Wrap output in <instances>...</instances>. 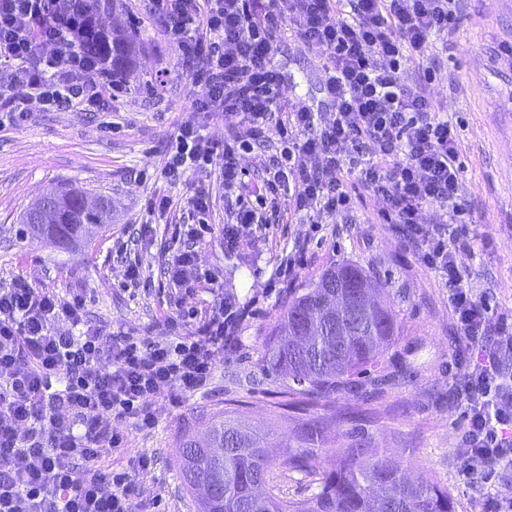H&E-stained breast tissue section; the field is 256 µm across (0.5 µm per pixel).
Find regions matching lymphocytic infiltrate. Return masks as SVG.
Instances as JSON below:
<instances>
[{
    "mask_svg": "<svg viewBox=\"0 0 512 512\" xmlns=\"http://www.w3.org/2000/svg\"><path fill=\"white\" fill-rule=\"evenodd\" d=\"M149 2L163 39L192 62L195 89L160 177L177 183L217 166L233 210L224 225L208 224L212 194L195 189L188 210L198 223L175 225L182 247L165 277L195 298L212 283L196 263L205 234L234 251L259 225L257 206L276 211L287 197L294 214L319 224L351 207L352 188L372 191L383 202L381 223L414 242L424 266L439 274L473 350L455 375L464 476L511 465L512 370L502 358L512 354V317L496 314L465 279L463 259L480 238L465 219L456 130L426 89L403 80L410 62L455 29L459 0ZM96 11L95 0H0V112L10 123H24L32 103L110 110L125 80L74 35L77 21H94ZM285 33L321 52L329 111L282 97L274 51ZM211 112L224 115L223 142L201 132L198 117ZM270 142L279 153L260 155V176L248 178L242 154ZM428 207L440 222H421ZM250 316L227 295L192 333L173 316L165 337H109L89 323L81 295L63 298L21 276L1 288L0 512H139L129 472L151 469L153 460L139 453L124 468L106 465L127 448L117 422L155 427L157 398L176 405L205 389Z\"/></svg>",
    "mask_w": 512,
    "mask_h": 512,
    "instance_id": "1",
    "label": "lymphocytic infiltrate"
}]
</instances>
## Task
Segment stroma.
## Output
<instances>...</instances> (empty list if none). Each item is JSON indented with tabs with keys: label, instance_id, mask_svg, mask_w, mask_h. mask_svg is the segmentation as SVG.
Masks as SVG:
<instances>
[{
	"label": "stroma",
	"instance_id": "35a3bbf8",
	"mask_svg": "<svg viewBox=\"0 0 512 512\" xmlns=\"http://www.w3.org/2000/svg\"><path fill=\"white\" fill-rule=\"evenodd\" d=\"M459 9V25L447 44H434L427 59L410 64L404 80L415 90L425 72L433 71L436 106L460 124L467 219L491 237L488 246L465 258L466 280L501 313L512 310V57L504 52L512 45V0H461ZM96 19L121 26L136 45L126 84L112 102L116 128L102 131L94 112L35 106L22 126L0 127V288L22 275L63 297L78 292L87 300L92 324L153 339L165 336L164 318L176 314L181 291L163 275L177 248L164 225L148 239L138 236L150 197L161 192L182 204L191 187H212L217 201L210 221L216 225L224 222L225 202L213 172L192 173L180 186L156 178L187 115L190 67L161 37L148 0H110ZM274 60L285 73V99L326 105L318 50L289 37L279 42ZM162 70L168 76L161 84ZM71 186L109 202L107 228L97 231L90 244L68 252L20 235L27 206ZM381 207L379 198L360 188L352 212L319 226L284 213L281 223L236 252L226 251L219 237L205 235L198 264L213 276L214 285L200 294L195 307L209 309L232 294L253 305L255 315L239 329L235 350L219 362L208 389L188 394L178 406L159 398L154 429L123 425L131 451L154 458L150 471L130 476L141 512H196L175 465L176 440L197 427L203 413L219 409L231 412L245 428L271 424L269 450L282 491L297 500L313 493L316 475L289 468L282 448L308 416L295 410L297 396L287 380L266 373L261 359L280 309L325 269L341 263L360 265L383 282V301L398 324L383 369L399 372L400 379L375 392L362 376L357 385L339 387L323 402L319 414L348 417L339 431L320 438L323 459L358 436L401 460L411 477L425 475L446 488L455 512H481L489 487L512 491V467L500 470L490 483L479 475L467 481L461 477L457 442L463 407L449 368L470 350L454 329L439 276L419 262L411 242L380 223ZM121 245L136 255L149 285L126 283L117 251ZM296 254L301 263L288 279L279 278V265Z\"/></svg>",
	"mask_w": 512,
	"mask_h": 512
}]
</instances>
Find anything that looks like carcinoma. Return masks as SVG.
<instances>
[{
  "label": "carcinoma",
  "instance_id": "carcinoma-1",
  "mask_svg": "<svg viewBox=\"0 0 512 512\" xmlns=\"http://www.w3.org/2000/svg\"><path fill=\"white\" fill-rule=\"evenodd\" d=\"M91 52L112 69L126 72L136 52L135 44L116 26L78 27ZM51 206L48 224L34 222L42 204ZM110 206L102 199L91 201L74 189L62 190L33 204L26 212L24 232L37 239H67V248L92 241L91 227L106 223ZM342 277L353 287L365 283L379 291L377 279L355 264L333 266L295 296L278 315L262 356L265 369L286 377L300 387L306 399L304 410L314 407L351 378L382 364L397 323L393 312L380 302L362 309L361 320L345 336L336 335V325L318 329L301 322V313L321 301L323 284ZM337 424L336 416H316L284 444L286 461L296 471L308 473L319 456L309 447L318 432ZM207 439L197 441L189 433L177 442L176 461L182 483L189 493L196 483L214 489L199 502V512H454L448 491L431 478L406 477L403 465L377 455L363 441L353 440L329 466L320 472L319 490L303 500L281 495L275 483L274 463L268 454V432L259 427L242 433L228 413L214 412L205 418Z\"/></svg>",
  "mask_w": 512,
  "mask_h": 512
}]
</instances>
